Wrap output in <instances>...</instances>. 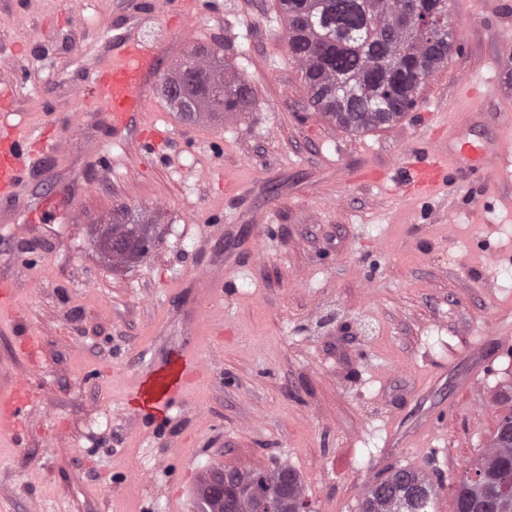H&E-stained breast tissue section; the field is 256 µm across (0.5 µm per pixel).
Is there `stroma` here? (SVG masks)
<instances>
[{
  "label": "stroma",
  "instance_id": "stroma-1",
  "mask_svg": "<svg viewBox=\"0 0 512 512\" xmlns=\"http://www.w3.org/2000/svg\"><path fill=\"white\" fill-rule=\"evenodd\" d=\"M132 2L0 0V58L18 72L10 119L68 142L0 202V277L25 271L19 321L0 319V386L27 377L35 394L20 440L0 437V512H202L209 469L279 463L311 512H359L394 466L440 472L435 510L448 512L512 411V345L499 343L512 333V212L499 204L512 177L416 205L355 173L391 169L410 140L439 135L430 112L457 106L460 77L498 80L476 105L512 111V0H449L448 61L411 112L358 133L313 110L276 0H211L187 34L139 11L133 31L167 46V68L193 45H222L253 104L190 122L155 94L153 124L171 141L112 177V126L84 111L76 85ZM228 169L261 192L226 198ZM60 192L73 222L32 221ZM119 205L161 215L155 248L114 270L90 230ZM218 259L224 321L190 330L206 305L198 280ZM24 327L42 339L37 354L19 347ZM482 336L486 367L467 351ZM188 351L207 371L185 407L140 411L138 387ZM429 416L434 435L413 438ZM134 466L145 479L130 480Z\"/></svg>",
  "mask_w": 512,
  "mask_h": 512
}]
</instances>
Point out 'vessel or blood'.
I'll list each match as a JSON object with an SVG mask.
<instances>
[{"label": "vessel or blood", "instance_id": "vessel-or-blood-1", "mask_svg": "<svg viewBox=\"0 0 512 512\" xmlns=\"http://www.w3.org/2000/svg\"><path fill=\"white\" fill-rule=\"evenodd\" d=\"M162 15L182 30H189L202 0H160ZM162 58L157 49L144 42L116 33L112 36L111 53L100 56L88 69L77 87L86 111L106 113L119 138L118 165L107 167V174H117L119 167H132L139 156L156 149L157 143L147 133L127 135L126 129L136 116L148 109L151 80L157 77ZM16 75L11 63L0 64V109L10 110L15 98ZM461 103L445 116L447 135L437 137L422 148L414 163L402 166L401 183L408 185L413 203L423 204L448 188L455 175L468 172L483 180L499 179L512 169V114L499 113L492 137L483 140L479 131L482 114L472 104L473 87L468 79L457 85ZM63 138L33 132L0 122V199L14 200L21 183L43 164L63 152ZM207 309L195 315L193 328L223 319L222 298L224 274L215 268L208 277ZM206 372L204 360L190 353L171 367L169 374L153 388L150 403L170 405L183 399L189 380ZM31 391L21 380L0 390V435L18 437L27 417Z\"/></svg>", "mask_w": 512, "mask_h": 512}]
</instances>
